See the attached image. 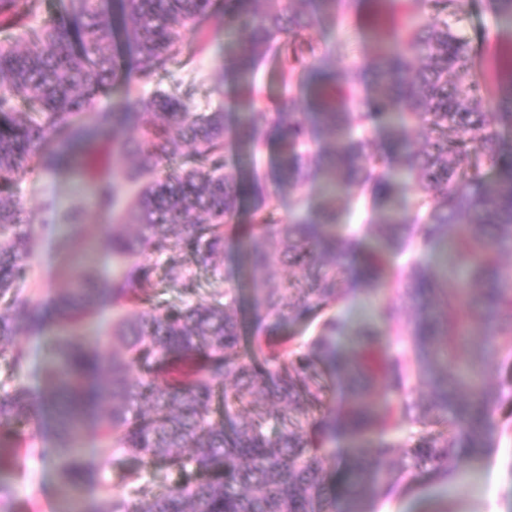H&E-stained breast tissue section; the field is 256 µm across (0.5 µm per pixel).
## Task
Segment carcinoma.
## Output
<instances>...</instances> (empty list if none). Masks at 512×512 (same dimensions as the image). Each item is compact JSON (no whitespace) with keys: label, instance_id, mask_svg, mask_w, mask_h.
<instances>
[{"label":"carcinoma","instance_id":"cac0c4a2","mask_svg":"<svg viewBox=\"0 0 512 512\" xmlns=\"http://www.w3.org/2000/svg\"><path fill=\"white\" fill-rule=\"evenodd\" d=\"M101 2L62 0L58 12L42 20L43 0H0V26L15 29L0 39V359L7 365L0 381V512H12L16 438L45 404L56 417L51 464L65 487L78 488L93 476L75 446L89 424L113 450L138 462L124 475L127 498L108 500L95 512H370L384 467L397 453L409 468L441 476L458 456L484 455L495 444L496 395L482 384L486 352L466 347L459 328L483 320L512 329V287L493 257L512 242V148L504 141L512 130V80L500 76L512 67V56L476 65L470 41L447 21L469 0H389L408 11L426 5L434 17L393 30L394 46L380 47L356 72L336 69L345 44L319 53L309 39L319 18L336 16L341 0H116L113 15ZM489 6L512 25V0H489ZM114 16L126 55L113 46ZM211 21L238 45L233 68L244 86L234 112H192L174 94H142L141 87L184 53L186 33L201 44ZM267 57L280 63L282 93L262 112L250 78ZM118 81L125 97L99 105ZM338 82L363 87L361 111L332 97L330 86ZM19 98L28 109L17 107ZM306 98L318 114L315 136L300 107ZM234 113L238 148L255 155L277 147L275 186L301 195L320 180V206H298L282 218L267 175L229 172L237 164L226 142ZM387 115L396 121L370 152L368 134ZM411 130L419 132L420 144L411 141ZM471 131L481 133L478 149L469 145ZM108 134L125 164L123 180L138 186L128 196L118 180L96 188L98 206L136 228L107 240L125 271L102 286L92 272H80L68 295L57 299L56 313L71 327L109 306L120 309L108 326L121 348L108 354L54 337L38 400L17 381L26 361L14 344L18 322L43 326L24 286L31 233L19 176L71 168L79 145ZM176 142L190 147L191 160L172 164L176 151L169 146ZM487 162L490 177L482 172ZM394 166L417 190L420 224L391 206ZM342 199L372 211L375 223L332 232ZM244 200L250 211L241 222ZM364 235L384 239L396 254L416 239L450 245L460 290L472 295L466 311L450 302L441 307L435 276L419 263L409 266L400 297L415 315L401 333L414 360L408 365L387 355L382 389L393 401L381 410L360 359L361 348L381 344V332L354 333L347 319L329 313L351 283L386 284L380 259L361 250ZM231 240L250 269L282 263L303 271L300 279L271 278L253 289L251 336L242 335L236 307L242 283L220 264ZM146 255L164 258L161 277L142 262ZM188 256L211 273L212 302L157 301L163 285L186 298L196 294ZM320 313L325 317L307 351L297 352L284 330ZM352 335L358 347L338 353L337 339ZM332 372L352 385L346 416L327 405L325 375ZM416 387L429 392L422 418L453 432L423 430L404 448L390 441L354 446L349 497L338 506L324 468L328 449L305 441L306 429L323 443L342 434L358 441L410 415ZM269 418L277 423L273 435L265 431ZM158 462L194 479L159 489L142 475Z\"/></svg>","mask_w":512,"mask_h":512}]
</instances>
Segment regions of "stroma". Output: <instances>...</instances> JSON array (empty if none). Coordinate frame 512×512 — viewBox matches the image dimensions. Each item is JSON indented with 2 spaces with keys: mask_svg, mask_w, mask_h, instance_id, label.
Returning <instances> with one entry per match:
<instances>
[{
  "mask_svg": "<svg viewBox=\"0 0 512 512\" xmlns=\"http://www.w3.org/2000/svg\"><path fill=\"white\" fill-rule=\"evenodd\" d=\"M384 0H349L337 20L321 19L311 32L318 50L331 49L336 42L348 44L346 56L337 58V67L352 69L370 62L381 42L380 35L397 24V16L387 12ZM449 25L471 40L482 65H491L501 49L512 50V26L498 22L488 0H473L463 13L449 17ZM236 52L232 36L211 33L202 49H190L169 73L158 76L154 87L183 96L194 112L233 109L241 83L230 69ZM221 93H213L214 83ZM84 159L81 170L58 173L33 171L19 184V195L33 226L32 267L26 283L39 310L47 320L44 330L19 329L15 338L27 353L19 379L33 393L41 395L46 363L51 356L49 339L56 319V298L70 288L76 270L88 269L99 280L108 281L121 273L106 240L112 234L110 214L91 204L92 190L102 180L119 177L120 163L112 154L111 136H100L80 145ZM75 206L83 214L78 228H71L66 213ZM79 242L77 249L59 250L57 242L65 236ZM387 290L359 288L344 293L337 310L359 326L374 321L378 305L391 300ZM470 348H493L494 353L484 379L497 396L493 410L496 425L495 445L481 458L468 462L466 481L437 478L407 469L403 457L390 464V492L373 504V512H512V347H504L503 337L488 335L485 328L471 324L466 333ZM57 445L53 418L42 417L39 425L26 430L16 452L13 481L15 512H56L63 504L62 488L49 460ZM82 456L98 468V478L76 490L84 507L94 512L103 502L125 495L123 472L130 462L105 447L95 428L82 437Z\"/></svg>",
  "mask_w": 512,
  "mask_h": 512,
  "instance_id": "obj_1",
  "label": "stroma"
}]
</instances>
